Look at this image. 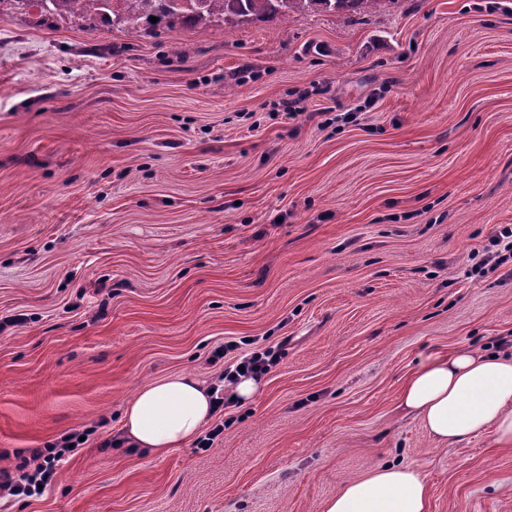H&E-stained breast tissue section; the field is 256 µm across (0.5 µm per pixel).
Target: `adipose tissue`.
Instances as JSON below:
<instances>
[{
  "label": "adipose tissue",
  "mask_w": 512,
  "mask_h": 512,
  "mask_svg": "<svg viewBox=\"0 0 512 512\" xmlns=\"http://www.w3.org/2000/svg\"><path fill=\"white\" fill-rule=\"evenodd\" d=\"M398 406L442 446L489 430L510 448L512 354L460 348L427 356L407 377ZM213 414L205 382L179 374L141 387L126 405L122 431L131 447L161 457L196 438ZM322 512H429L428 486L418 468L383 465L343 484Z\"/></svg>",
  "instance_id": "ef3b65f1"
}]
</instances>
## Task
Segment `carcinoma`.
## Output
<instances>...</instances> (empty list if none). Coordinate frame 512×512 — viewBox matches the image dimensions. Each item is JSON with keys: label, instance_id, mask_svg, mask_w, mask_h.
<instances>
[{"label": "carcinoma", "instance_id": "cac0c4a2", "mask_svg": "<svg viewBox=\"0 0 512 512\" xmlns=\"http://www.w3.org/2000/svg\"><path fill=\"white\" fill-rule=\"evenodd\" d=\"M47 17L73 16L93 24L138 28L157 24L185 26L224 23L238 26L255 20L281 18L309 11L345 14L371 13L394 5L398 0H37Z\"/></svg>", "mask_w": 512, "mask_h": 512}]
</instances>
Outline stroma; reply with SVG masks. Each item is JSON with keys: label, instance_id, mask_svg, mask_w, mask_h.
I'll use <instances>...</instances> for the list:
<instances>
[{"label": "stroma", "instance_id": "1", "mask_svg": "<svg viewBox=\"0 0 512 512\" xmlns=\"http://www.w3.org/2000/svg\"><path fill=\"white\" fill-rule=\"evenodd\" d=\"M300 113L283 115L284 102ZM512 0L131 31L0 14V512H321L384 464L429 512H512V447L438 445L425 357L512 349ZM278 349L212 447L121 435L136 391ZM79 437H84L83 433H74L61 438V444L54 443L47 445L44 451H39L33 459V465L30 461L23 459L16 466V474L3 471L0 472V491H8L11 496H32L45 490L51 483L56 473V462L63 459L66 453L78 448L85 443L79 441ZM73 444V447H70ZM59 448V449H58ZM42 485V488H39Z\"/></svg>", "mask_w": 512, "mask_h": 512}]
</instances>
